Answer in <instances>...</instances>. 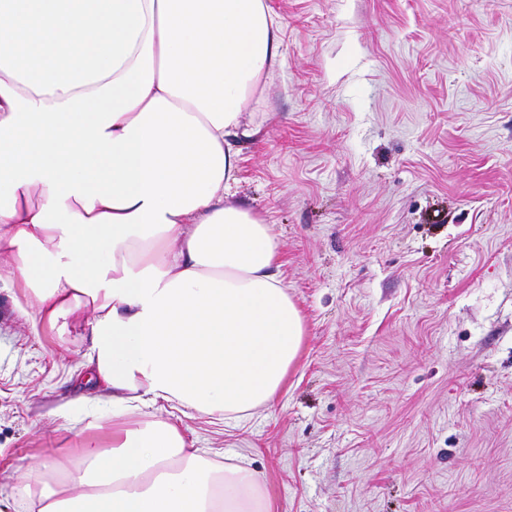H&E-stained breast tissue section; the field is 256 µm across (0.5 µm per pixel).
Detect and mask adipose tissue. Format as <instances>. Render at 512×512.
Listing matches in <instances>:
<instances>
[{
	"mask_svg": "<svg viewBox=\"0 0 512 512\" xmlns=\"http://www.w3.org/2000/svg\"><path fill=\"white\" fill-rule=\"evenodd\" d=\"M280 29L267 0H0V282L59 353L84 314L116 417L77 433L83 464L56 487L39 462L25 512H270L245 460L139 412L240 421L300 356L280 244L229 199Z\"/></svg>",
	"mask_w": 512,
	"mask_h": 512,
	"instance_id": "1",
	"label": "adipose tissue"
}]
</instances>
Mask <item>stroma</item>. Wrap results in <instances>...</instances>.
Segmentation results:
<instances>
[{
  "mask_svg": "<svg viewBox=\"0 0 512 512\" xmlns=\"http://www.w3.org/2000/svg\"><path fill=\"white\" fill-rule=\"evenodd\" d=\"M268 3L282 63L230 199L271 225L304 346L238 425L143 417L246 456L272 512H512V0ZM81 395L0 284V508L42 455L77 465Z\"/></svg>",
  "mask_w": 512,
  "mask_h": 512,
  "instance_id": "obj_1",
  "label": "stroma"
}]
</instances>
